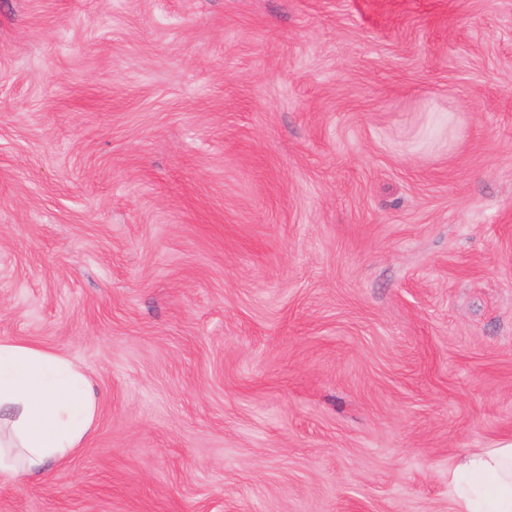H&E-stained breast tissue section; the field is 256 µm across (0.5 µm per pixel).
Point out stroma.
I'll list each match as a JSON object with an SVG mask.
<instances>
[{"label":"stroma","instance_id":"1","mask_svg":"<svg viewBox=\"0 0 512 512\" xmlns=\"http://www.w3.org/2000/svg\"><path fill=\"white\" fill-rule=\"evenodd\" d=\"M0 340L98 404L0 512H455L512 441V0H0Z\"/></svg>","mask_w":512,"mask_h":512}]
</instances>
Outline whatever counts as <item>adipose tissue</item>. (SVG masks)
Instances as JSON below:
<instances>
[{"mask_svg":"<svg viewBox=\"0 0 512 512\" xmlns=\"http://www.w3.org/2000/svg\"><path fill=\"white\" fill-rule=\"evenodd\" d=\"M89 378L68 358L0 340V477L43 473L80 447L97 412ZM455 512H512V441L459 457L448 472Z\"/></svg>","mask_w":512,"mask_h":512,"instance_id":"obj_1","label":"adipose tissue"}]
</instances>
